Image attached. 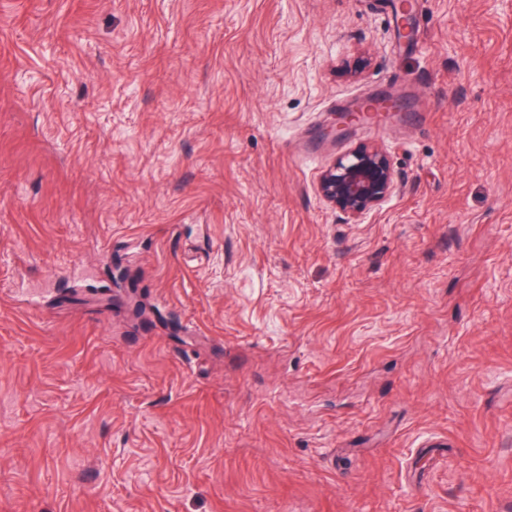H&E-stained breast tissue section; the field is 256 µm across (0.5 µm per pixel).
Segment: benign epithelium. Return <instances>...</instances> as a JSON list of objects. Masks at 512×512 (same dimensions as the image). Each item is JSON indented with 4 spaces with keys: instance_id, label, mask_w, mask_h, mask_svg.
Here are the masks:
<instances>
[{
    "instance_id": "obj_1",
    "label": "benign epithelium",
    "mask_w": 512,
    "mask_h": 512,
    "mask_svg": "<svg viewBox=\"0 0 512 512\" xmlns=\"http://www.w3.org/2000/svg\"><path fill=\"white\" fill-rule=\"evenodd\" d=\"M361 112L348 109L336 113L330 130L335 139L346 138L358 125ZM394 190V176L385 150L360 145L327 168L319 180L321 196L333 207L357 220L384 202Z\"/></svg>"
}]
</instances>
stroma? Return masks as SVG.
Segmentation results:
<instances>
[{
	"instance_id": "1",
	"label": "stroma",
	"mask_w": 512,
	"mask_h": 512,
	"mask_svg": "<svg viewBox=\"0 0 512 512\" xmlns=\"http://www.w3.org/2000/svg\"><path fill=\"white\" fill-rule=\"evenodd\" d=\"M398 3L0 0V512H512V0ZM359 108L348 109L344 112H336V120L330 130V134L338 139L346 138L353 128L358 125L361 112ZM394 190V176L385 150L360 145L327 168L319 180L321 196L352 220L384 202Z\"/></svg>"
}]
</instances>
